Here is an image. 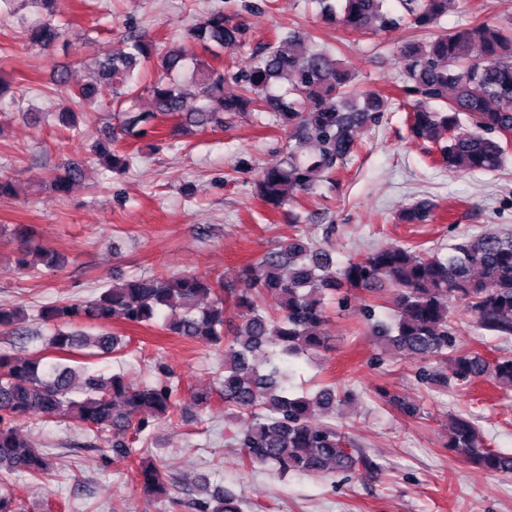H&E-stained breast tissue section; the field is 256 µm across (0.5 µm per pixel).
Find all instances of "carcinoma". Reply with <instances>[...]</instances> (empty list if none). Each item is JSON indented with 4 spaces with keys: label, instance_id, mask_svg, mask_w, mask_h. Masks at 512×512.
<instances>
[{
    "label": "carcinoma",
    "instance_id": "obj_1",
    "mask_svg": "<svg viewBox=\"0 0 512 512\" xmlns=\"http://www.w3.org/2000/svg\"><path fill=\"white\" fill-rule=\"evenodd\" d=\"M321 13L344 32L373 35L404 25L418 38L398 46L405 62L396 96L363 89L336 56L317 46L305 31H278L237 64L232 80L239 94L224 95L226 52L245 47V28L212 9L187 33L190 44L169 46L161 55V75L140 86L141 75L157 54L152 42L134 36L120 51L106 49L96 65V80L72 84L66 69L56 85L77 108L94 106L112 115L97 129L94 163L110 171L128 169L136 157L117 154L118 142L154 135L171 119L168 137L194 129L217 131L242 114L266 113L283 127L288 142L273 162L261 168L257 196L275 209L315 193L319 182L334 177L359 152L358 129L377 127L393 101L407 112L408 138L426 144L435 164L451 174L497 172L512 155V25L472 22L453 31L439 30L449 0H319ZM30 43L50 49L60 38L59 25L45 19L18 18ZM197 88L193 111L184 110L189 85ZM108 89L110 98L102 97ZM154 107L140 106L142 95ZM84 162L59 164L51 183L64 192L82 180ZM435 206L418 203L399 216L401 224H423ZM21 247L17 269L30 270L32 235L16 231ZM248 282L235 288L224 275L147 276L106 285L91 300L52 303L41 311L54 325L46 356L15 359L0 356V512H26V504L9 483L23 473L39 480L52 467L49 458L19 433V426L39 417L77 422L92 431L104 451L134 464L143 493L164 495L160 467L146 462L127 439L140 437L158 422H172L182 410L180 386L131 385L124 376L97 375L70 361L93 347L101 355H118L122 339L109 332L89 335L79 326L104 328L113 320L153 325L186 339H202L224 348L219 394L224 405L250 420L230 435L247 468L263 467L281 475L298 473L324 478L361 465L375 464L357 453V443L336 425H317L315 409L335 413L353 394L335 384L313 394L294 396L288 384L293 360L327 348L319 331L327 322L326 294L342 289L390 291L391 325L375 322L372 333L386 350L408 352L422 363L421 383L467 388L485 379L512 392V355L487 359L456 347L450 309L462 302L484 336H512V233L482 231L450 245L439 256L413 244L375 249L338 269L331 251L295 233L241 268ZM271 294L275 308L261 299ZM22 311L0 307V329L19 324ZM381 399L412 419L420 404L385 389ZM448 448L461 458L501 475L512 474V455L482 445L473 418L448 419ZM194 512H241V499L222 485L204 484L203 496L191 502Z\"/></svg>",
    "mask_w": 512,
    "mask_h": 512
}]
</instances>
